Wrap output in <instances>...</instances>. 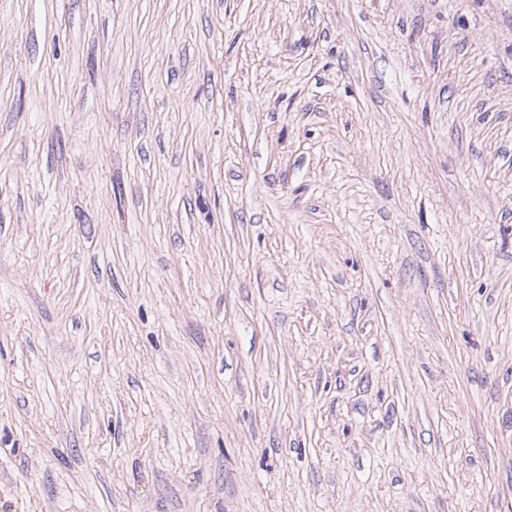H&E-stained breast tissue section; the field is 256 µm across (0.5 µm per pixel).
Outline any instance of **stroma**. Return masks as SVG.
I'll use <instances>...</instances> for the list:
<instances>
[{"label":"stroma","mask_w":512,"mask_h":512,"mask_svg":"<svg viewBox=\"0 0 512 512\" xmlns=\"http://www.w3.org/2000/svg\"><path fill=\"white\" fill-rule=\"evenodd\" d=\"M0 512H512V0H0Z\"/></svg>","instance_id":"1"}]
</instances>
